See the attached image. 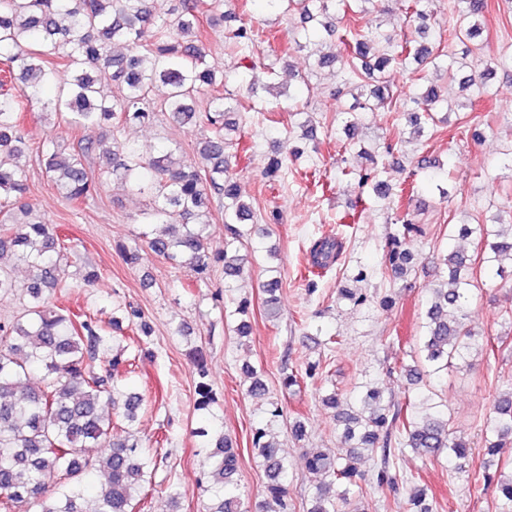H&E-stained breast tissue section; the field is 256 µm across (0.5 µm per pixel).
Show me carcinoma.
<instances>
[{
    "instance_id": "obj_1",
    "label": "carcinoma",
    "mask_w": 512,
    "mask_h": 512,
    "mask_svg": "<svg viewBox=\"0 0 512 512\" xmlns=\"http://www.w3.org/2000/svg\"><path fill=\"white\" fill-rule=\"evenodd\" d=\"M230 0H209L208 16L201 21L197 0H181L179 6L161 11L159 0H0V261L10 257L28 272L23 315L8 325L0 324V512H133L142 482L155 470L157 449L146 447L133 428L143 398L124 388L127 348L110 344L102 328L85 314L71 311L56 296V289L69 278V265L61 229L32 217L24 170L18 165L27 147V106L43 89L56 88L55 98L43 104L76 127L106 126L112 135V157L99 175L90 170L96 143L82 139L68 152L47 142L41 150L46 177L67 202L77 207L96 195L104 177L120 180L151 195L142 213L146 231L141 243L172 264L187 268L198 282H207L210 268L224 264V323L239 337L252 334V299L233 294L244 277L251 255L278 259L277 248L267 245L266 230L244 221L253 216L233 172L232 138L237 122L232 105L223 94L212 98L210 108L198 112L194 96L203 87L224 86V77L206 66L210 31L220 21H235L237 14L224 10ZM432 0H405L402 9L417 22L419 41H396V34L380 26L363 27L359 20L370 4L383 13L390 3L383 0H342L343 17H336V0H267L271 11L286 14L296 10L302 29L294 31L285 49L302 51L311 39L336 38L340 49L310 54V70L340 73L343 84L354 90L347 114L376 109L388 96L390 71L429 64L448 71L457 61L434 52L427 23ZM488 7L487 0H453L448 15V36L462 42L479 35L476 18ZM261 38L249 23L224 28V43L239 53V89L252 97L256 83L253 46ZM390 51L376 60L369 55L379 44ZM106 75L115 94L101 93L100 78ZM374 83L364 93L368 82ZM166 88L164 98L151 102L157 85ZM448 105V91L428 86L412 96L405 107L412 109L409 123L418 135L433 134L437 114ZM157 112H166L173 122L204 128L197 142L205 161L198 166L173 150L148 155L136 145L120 140L125 129L150 123ZM290 124L301 129L304 147H291L269 158L264 170L268 180L288 172V162L307 151H319L316 123L308 111L288 108ZM396 143L385 141L370 166L348 169L342 175L357 181L359 193L371 191L397 207L413 196L394 194L380 180L379 159L391 155ZM217 202L224 224V250H209L207 226L211 202ZM459 236L476 243V253L451 251L443 256L446 275L426 289L422 335L413 364L385 365L382 374L404 376L415 391L414 403L394 402L371 381L350 389L332 388L321 402L333 410L341 433V448L334 456L303 449L307 469L324 477L311 496L307 512H343L351 495L362 494V485L377 490L386 500L403 505L404 512H434L428 489L401 496L416 476L397 466L410 451L425 460L447 459L455 475L483 481L494 489L495 512H512V459L505 471L477 474L471 443L453 430L448 407L439 398L434 381L440 372L471 366L480 333L468 321L474 301L486 282L504 278V263L512 265V217L505 222L491 214L477 224H461ZM422 234L410 219L390 236L385 270L404 278L415 266V255L406 240ZM251 254H240L243 241ZM343 241L334 236L316 239L309 250V265L328 270L339 264ZM261 284L262 306L267 317L275 316L282 281L279 268L266 267ZM337 300L362 306L368 301L390 308L389 295L368 294L341 288ZM113 311L147 336L150 327L141 313L117 303ZM195 410L215 417L217 399L207 382L201 350H194ZM44 372L37 386L30 373ZM245 395L267 400L266 424L251 431V453L268 478L265 495L250 510L242 509L236 474L240 464L237 442L231 435L208 426L196 429L198 447L210 449L213 459L203 491L210 493L205 512H289L288 456L272 433L284 418V408L270 399L262 373L246 364ZM323 376L319 364L305 372L284 373L288 389L305 380ZM482 448L493 457L512 445V386L507 394L492 400L483 412ZM107 452L100 453L98 449ZM373 461L372 469H360L361 461ZM102 477L92 496L85 481Z\"/></svg>"
}]
</instances>
